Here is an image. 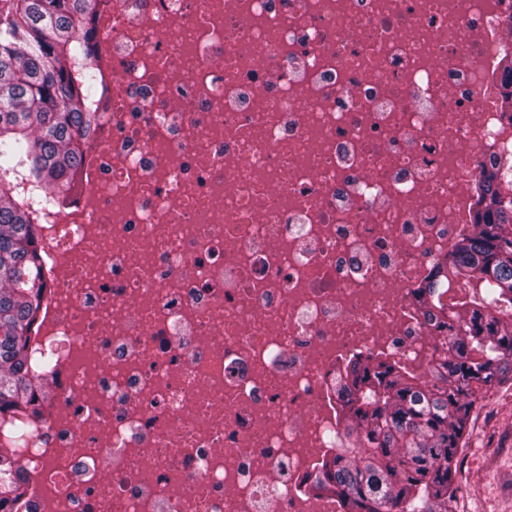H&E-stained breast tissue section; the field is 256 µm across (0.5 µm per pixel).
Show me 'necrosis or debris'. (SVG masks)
I'll list each match as a JSON object with an SVG mask.
<instances>
[{
    "instance_id": "obj_1",
    "label": "necrosis or debris",
    "mask_w": 512,
    "mask_h": 512,
    "mask_svg": "<svg viewBox=\"0 0 512 512\" xmlns=\"http://www.w3.org/2000/svg\"><path fill=\"white\" fill-rule=\"evenodd\" d=\"M91 28L0 512H338L341 361L423 370L414 291L512 155V0H104Z\"/></svg>"
}]
</instances>
